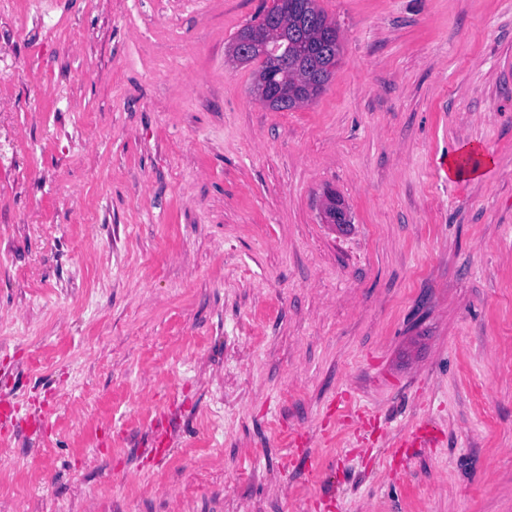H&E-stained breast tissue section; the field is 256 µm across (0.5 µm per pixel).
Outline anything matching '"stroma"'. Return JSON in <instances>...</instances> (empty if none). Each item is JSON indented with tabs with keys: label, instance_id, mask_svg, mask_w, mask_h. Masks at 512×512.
<instances>
[{
	"label": "stroma",
	"instance_id": "1",
	"mask_svg": "<svg viewBox=\"0 0 512 512\" xmlns=\"http://www.w3.org/2000/svg\"><path fill=\"white\" fill-rule=\"evenodd\" d=\"M269 3L0 0V512H512V0H318L291 111ZM295 1L297 4L291 14H288V0H276L272 6H278L284 16L288 15L283 28L288 33V39L280 42L281 47L268 58L266 67L267 78L281 85L284 90L287 88L288 103H293L310 86L314 75L311 70L318 66L319 76L314 82L321 86L305 92L310 100L320 94L329 81L341 52L337 28L328 21L316 0ZM299 23H303L301 29L298 28ZM324 23L327 24L323 28L322 39L326 43L336 42L332 47L323 46L318 38L319 28ZM295 30H298L296 34ZM330 63L333 68L327 69L326 66ZM248 27L249 26L243 28L238 33L236 39L242 35ZM270 46L272 49L278 47L274 32L268 24L260 23L242 35L239 40L238 50L241 56L250 57L253 61H257L260 66H263ZM482 160L487 165L493 163V159L485 155L480 146L473 143L464 144L455 154L448 157V177H456L460 174L476 177L480 173V162ZM323 215L326 223L330 224L339 233L345 232L349 227V216L339 202L334 204L326 198L323 206ZM26 424L28 427H35L37 419H30L23 413L21 407L16 402L2 399L0 402V440L7 441L11 438L15 429Z\"/></svg>",
	"mask_w": 512,
	"mask_h": 512
}]
</instances>
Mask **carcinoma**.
Instances as JSON below:
<instances>
[{
    "label": "carcinoma",
    "instance_id": "obj_1",
    "mask_svg": "<svg viewBox=\"0 0 512 512\" xmlns=\"http://www.w3.org/2000/svg\"><path fill=\"white\" fill-rule=\"evenodd\" d=\"M326 22L316 0H296L284 25L288 39L268 58L266 76L287 89L290 103L303 91L308 99L315 98L332 75L327 65L338 60L341 45L329 47L320 42L318 31Z\"/></svg>",
    "mask_w": 512,
    "mask_h": 512
}]
</instances>
